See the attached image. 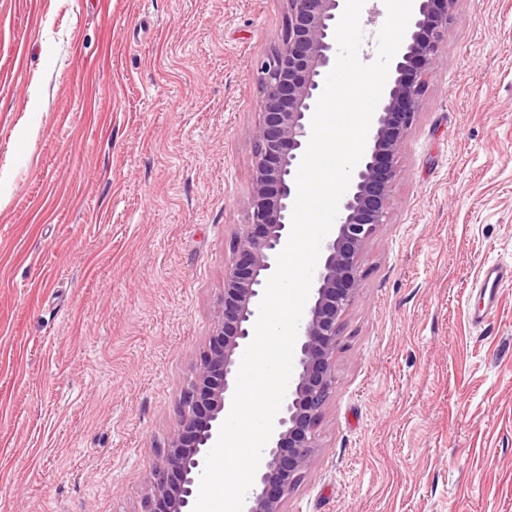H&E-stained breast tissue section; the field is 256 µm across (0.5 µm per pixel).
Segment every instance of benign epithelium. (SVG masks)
I'll return each instance as SVG.
<instances>
[{
	"instance_id": "1",
	"label": "benign epithelium",
	"mask_w": 512,
	"mask_h": 512,
	"mask_svg": "<svg viewBox=\"0 0 512 512\" xmlns=\"http://www.w3.org/2000/svg\"><path fill=\"white\" fill-rule=\"evenodd\" d=\"M278 44L256 66L261 116L252 131L253 177L245 224L231 243L224 294L209 344L177 408L179 428L154 464L141 512H193L208 452L232 407L236 366L254 337L259 303L291 230L296 174L309 142L322 76L335 63L333 35L344 0H283ZM455 0H419L396 77L375 112L363 157L324 239L313 297L299 326L295 373L243 512H286L288 496L310 471L318 425L336 379L344 315L360 281L359 256L387 223L396 155L418 116L427 77L448 35Z\"/></svg>"
}]
</instances>
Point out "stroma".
<instances>
[{
	"instance_id": "1",
	"label": "stroma",
	"mask_w": 512,
	"mask_h": 512,
	"mask_svg": "<svg viewBox=\"0 0 512 512\" xmlns=\"http://www.w3.org/2000/svg\"><path fill=\"white\" fill-rule=\"evenodd\" d=\"M282 0H0V512H140L245 220ZM287 512H512V0H456ZM512 277V265L504 263H487L479 274V288L483 295V306L469 311V319L474 325H481L489 320L498 301L499 285L504 278Z\"/></svg>"
}]
</instances>
